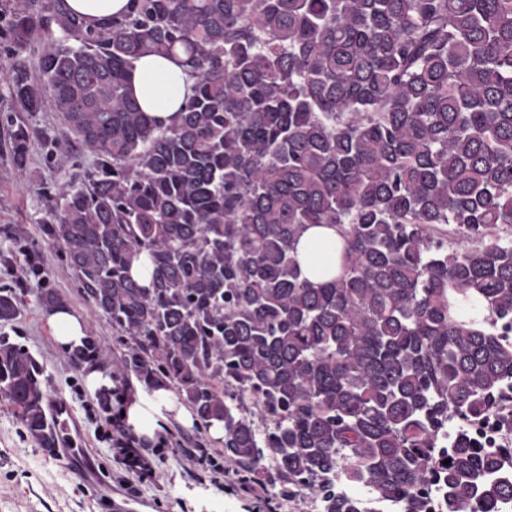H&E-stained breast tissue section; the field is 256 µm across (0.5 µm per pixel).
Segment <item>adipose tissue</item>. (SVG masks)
<instances>
[{"mask_svg":"<svg viewBox=\"0 0 512 512\" xmlns=\"http://www.w3.org/2000/svg\"><path fill=\"white\" fill-rule=\"evenodd\" d=\"M190 85L183 69L162 56L141 57L131 72V86L142 109L164 124L180 111ZM342 247L343 241L335 227H307L296 244L297 257L306 276L317 279L323 265L329 266L331 274H338Z\"/></svg>","mask_w":512,"mask_h":512,"instance_id":"1","label":"adipose tissue"}]
</instances>
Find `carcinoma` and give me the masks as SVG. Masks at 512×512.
Returning <instances> with one entry per match:
<instances>
[{"label": "carcinoma", "instance_id": "1", "mask_svg": "<svg viewBox=\"0 0 512 512\" xmlns=\"http://www.w3.org/2000/svg\"><path fill=\"white\" fill-rule=\"evenodd\" d=\"M129 2L88 26L65 0H25L13 44L52 24L62 41L39 77L19 61L0 79L96 157L45 198L40 231L123 338L120 378L221 424L245 493L361 512L339 481L402 512H499L512 448L468 428L438 448L455 417L512 431V0ZM146 54L192 81L168 125L130 88ZM29 141L22 121V174ZM315 224L344 241L319 282L295 248ZM144 254L148 287L131 273ZM20 315L0 289V324ZM101 352L92 332L68 358ZM46 395L44 367L1 335L0 397L49 449Z\"/></svg>", "mask_w": 512, "mask_h": 512}]
</instances>
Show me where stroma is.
<instances>
[{
    "mask_svg": "<svg viewBox=\"0 0 512 512\" xmlns=\"http://www.w3.org/2000/svg\"><path fill=\"white\" fill-rule=\"evenodd\" d=\"M20 117L0 83V288L17 287L21 268L37 267L39 274L29 278V285L41 282L59 291L67 307L100 336L105 352L94 365L105 386L115 388L116 359L123 351L120 338L81 297L65 260L44 240L39 225L46 192L56 191L72 174L92 166L94 157L75 149L64 164L53 165L34 140L28 170L19 173L8 138ZM24 299L21 316L0 324V334L43 364L48 391L70 407L77 431L109 484L100 487L82 465L51 457L27 433L14 407L0 399V512H106L109 497L129 501L135 512H262L264 492L247 494L227 482H211L210 466L199 463L192 446L203 442L214 454L216 444L199 426H183L165 412H148L143 424L133 428L134 435L148 443L149 458L160 474L158 483L142 482L125 471L112 451L107 414L96 391L85 383V369L75 368L57 346L34 294L26 293Z\"/></svg>",
    "mask_w": 512,
    "mask_h": 512,
    "instance_id": "1",
    "label": "stroma"
}]
</instances>
